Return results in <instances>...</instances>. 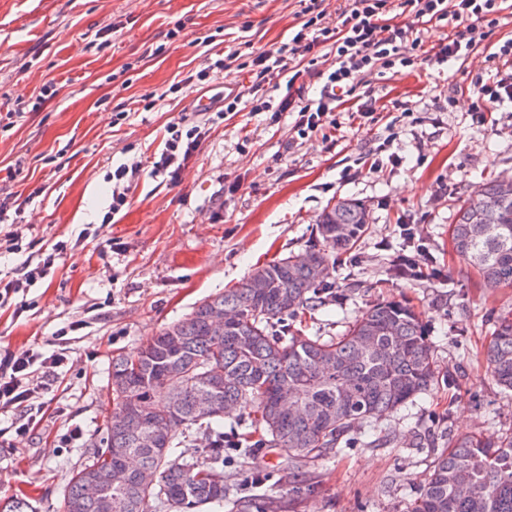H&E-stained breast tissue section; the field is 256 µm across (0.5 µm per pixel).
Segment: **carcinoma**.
I'll return each instance as SVG.
<instances>
[{
	"label": "carcinoma",
	"instance_id": "1",
	"mask_svg": "<svg viewBox=\"0 0 512 512\" xmlns=\"http://www.w3.org/2000/svg\"><path fill=\"white\" fill-rule=\"evenodd\" d=\"M368 213L356 199L326 207L319 244L300 263L291 257L254 268L236 287L195 307L150 337L136 354L112 360L116 402L92 444L90 460L71 478L61 512H201L224 505L227 445L215 442L224 404L254 413L251 431L232 445L241 459L272 448L291 461L319 458L352 444L351 431L395 412L445 377L434 360L429 329L410 303H377L347 332L303 336L289 321L328 302L336 259L366 231ZM456 256L478 274L481 288H512V182L485 179L464 199L449 227ZM238 320L213 326L216 312ZM484 360L502 390L512 392V312L493 318ZM288 392V404L280 402ZM176 417L173 428L155 425ZM201 436L192 461L186 441ZM128 467L129 481L112 484ZM465 475L468 495L456 490ZM152 476L142 484L139 476ZM111 495V510L89 492ZM411 512H512V431L496 442L478 433L448 434Z\"/></svg>",
	"mask_w": 512,
	"mask_h": 512
}]
</instances>
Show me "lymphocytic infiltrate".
Instances as JSON below:
<instances>
[{
    "label": "lymphocytic infiltrate",
    "mask_w": 512,
    "mask_h": 512,
    "mask_svg": "<svg viewBox=\"0 0 512 512\" xmlns=\"http://www.w3.org/2000/svg\"><path fill=\"white\" fill-rule=\"evenodd\" d=\"M320 2L298 0L299 13L305 18L300 29L278 48L251 53V80L225 94V111H237L246 102L252 111L269 113L274 122L289 112L295 116L298 135L309 137L324 133L331 113L350 100L357 119L376 123V101L365 88L364 75L403 76L429 62L441 66L463 57L465 52L492 40L500 25L503 0H348L338 8L336 24L331 28L315 24L313 15ZM422 21L450 30L426 57L421 54L423 40L418 29ZM318 46L324 50L322 57H312V50ZM486 60L492 73L487 81L476 84L473 109L477 112L512 103V37L500 43ZM281 78L286 81V93L277 99L271 96L269 85ZM306 79L319 83L318 98H307L297 88V81ZM167 133L151 174L174 183L185 162L208 137L209 129L203 124L187 125L185 117L178 116L169 122ZM65 249L64 242H57L37 264L0 277V307L12 305L20 294L47 277ZM65 361L62 352L0 355V409L24 412L16 433L34 429L36 416L31 400Z\"/></svg>",
    "instance_id": "1"
}]
</instances>
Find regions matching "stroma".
Listing matches in <instances>:
<instances>
[{"label": "stroma", "mask_w": 512, "mask_h": 512, "mask_svg": "<svg viewBox=\"0 0 512 512\" xmlns=\"http://www.w3.org/2000/svg\"><path fill=\"white\" fill-rule=\"evenodd\" d=\"M297 9L295 0H0V114L15 115L0 127V198L27 196L13 228L31 244L0 254V271H16L44 244H67L26 294V312L0 309V351L62 349L68 357L33 400L37 430L15 434L18 411H0L9 439L0 446V501L22 494L33 512H60L112 406L113 359L253 267L304 255L317 242L318 215L341 198L364 203L367 231L338 265L335 302L306 312L295 330L339 336L369 306L407 299L455 382L379 418L376 431H360L361 446L293 466L274 451L228 463L225 484L254 512H408L435 459L433 448L416 447L417 434L440 445L452 432L494 440L512 428V394L501 392L480 353L490 319L512 309V288H478L448 242L458 203L488 175H512V107L471 109L484 49L441 69L370 76L382 122L342 120L331 142L298 137L289 114L274 124L245 107L213 124L177 182L151 176L168 122L205 121L195 95L220 111L225 88L248 83L249 73H214L202 91L171 85L216 56L286 43ZM395 98L414 117L393 111ZM392 153L405 163H389ZM124 162L140 163L142 173L106 224V175ZM410 241L425 247L421 274L394 277L392 260ZM70 430L76 439L63 442ZM257 468L267 476L254 489ZM297 477L310 492L293 493Z\"/></svg>", "instance_id": "stroma-1"}]
</instances>
